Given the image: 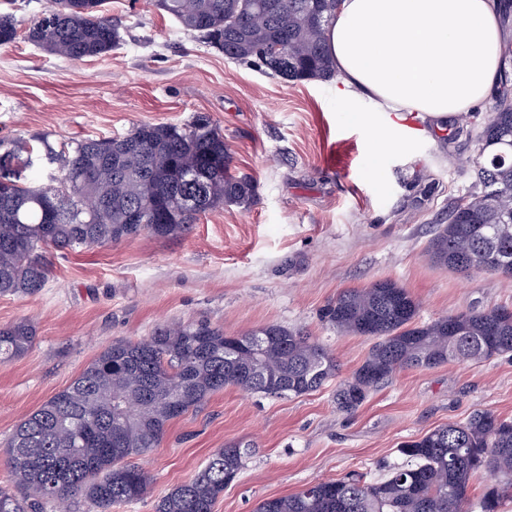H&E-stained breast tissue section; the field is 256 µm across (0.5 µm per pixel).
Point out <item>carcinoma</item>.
<instances>
[{
    "label": "carcinoma",
    "instance_id": "cac0c4a2",
    "mask_svg": "<svg viewBox=\"0 0 512 512\" xmlns=\"http://www.w3.org/2000/svg\"><path fill=\"white\" fill-rule=\"evenodd\" d=\"M189 33L232 60L254 61L288 81L328 79L336 64L326 31L336 0H156ZM107 0H54L28 29L43 50L68 58L97 57L120 41ZM256 11L265 23H251ZM17 38L12 15L0 14V46ZM474 190L438 225L426 252L459 274L485 271L512 279V102L500 99L472 136ZM58 185L32 186L20 170L33 154L13 145L0 153V296L33 294L50 276L46 250L104 246L144 231L159 237L190 229L225 203L248 205L254 185L229 171L224 136L204 118L185 127L143 123L118 138L80 140L61 157ZM100 207L83 209L86 197ZM137 210L143 223L132 224ZM419 302L392 280L340 293L324 318L340 334L365 336L371 349L336 388V405L355 411L369 393L405 368L449 361L482 362L512 353V313L467 310L418 321ZM35 327L0 326V360L24 355ZM338 374L315 337L268 324L237 336L207 324H170L137 341L116 340L63 390L15 427L7 455L13 486L0 487V512H39L43 501L79 493L106 512L141 499L151 485L128 462L160 445L168 424L226 386L271 397L317 391ZM182 397L175 411L172 400ZM406 462L384 477L320 481L300 492L261 500L255 512H469V486L486 485L481 512L512 500V421L476 411L405 442ZM248 449L226 445L190 481L163 495L156 512H213L243 467Z\"/></svg>",
    "mask_w": 512,
    "mask_h": 512
}]
</instances>
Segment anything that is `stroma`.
<instances>
[{
	"mask_svg": "<svg viewBox=\"0 0 512 512\" xmlns=\"http://www.w3.org/2000/svg\"><path fill=\"white\" fill-rule=\"evenodd\" d=\"M48 0H0L19 38L0 48V139L42 153L126 135L142 123L182 126L203 116L224 136L230 171L255 196L198 217L189 233L145 232L105 246L49 251L52 273L33 295L0 296V325L22 319L36 340L0 362V483L12 481L6 446L16 425L68 386L116 340H139L170 323H206L237 335L267 324L312 334L342 376L365 360L370 340L342 335L321 317L347 289L391 279L420 303V321L468 309H512V279L459 275L433 265L426 247L449 208L471 191L468 131L512 96L496 83L480 109L449 118L403 152L374 155L386 116L367 99L343 101L335 80L286 81L224 58L151 0H108L121 36L109 55L70 60L27 37ZM336 385L286 398L234 387L172 420L161 444L134 457L153 483L112 512H155L227 443L249 444L238 477L213 512H254L353 473L380 477L399 448L435 428L489 410L512 420V355L479 363L400 370L353 413Z\"/></svg>",
	"mask_w": 512,
	"mask_h": 512,
	"instance_id": "stroma-1",
	"label": "stroma"
}]
</instances>
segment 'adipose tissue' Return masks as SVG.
<instances>
[{"label":"adipose tissue","mask_w":512,"mask_h":512,"mask_svg":"<svg viewBox=\"0 0 512 512\" xmlns=\"http://www.w3.org/2000/svg\"><path fill=\"white\" fill-rule=\"evenodd\" d=\"M326 37L337 96L387 113L378 142L389 151L408 146L394 131L423 138L478 108L500 59L495 0H341Z\"/></svg>","instance_id":"ef3b65f1"}]
</instances>
